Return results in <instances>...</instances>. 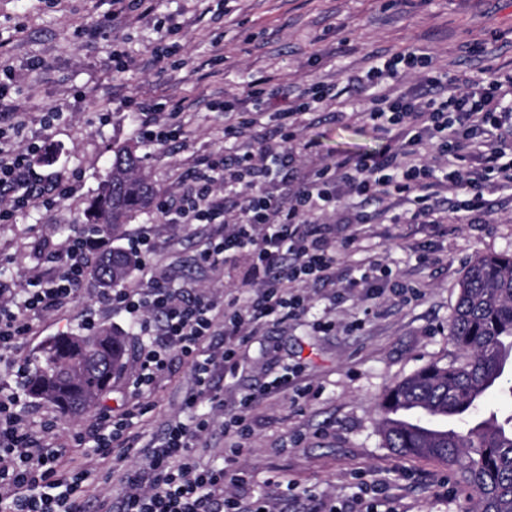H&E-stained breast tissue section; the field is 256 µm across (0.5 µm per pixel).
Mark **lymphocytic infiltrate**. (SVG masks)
Wrapping results in <instances>:
<instances>
[{
	"mask_svg": "<svg viewBox=\"0 0 512 512\" xmlns=\"http://www.w3.org/2000/svg\"><path fill=\"white\" fill-rule=\"evenodd\" d=\"M429 63L426 54L408 50L373 60L348 76L345 93L369 95L361 119L393 133L396 143L307 171L299 156L314 143L304 139L299 118L328 99L327 86L313 84L279 107L272 103L276 90L259 77L248 83L244 97L216 102L224 114L225 140L240 139L270 120L279 134L277 147L212 153L179 192L161 198L159 214L163 223L175 226L219 225V237L204 242L200 258L225 265L249 253L252 291L221 304L171 289L156 274L138 295L113 290L112 299L124 305L131 326L162 339L141 352L135 390L149 387L176 354L192 363L196 380L186 406L223 408V395L210 381L213 367L233 366L238 345L260 326L299 318L309 301L304 283L343 282L370 299L409 293V286L377 258L363 264L358 277L346 278L340 255L354 248L371 221L360 202L409 201L412 220L430 224L440 188L456 190L460 198L452 209L472 216L487 213L493 184L512 187V108L503 103L504 88L512 89V72L465 76L462 91L444 95L442 77L429 70ZM414 70L423 73L422 89L395 92ZM245 98L254 101L253 111L241 110ZM126 106L140 116L138 131L147 144H166L181 130L179 112L165 111L158 99L131 98ZM20 109L0 78L1 223L47 205L48 190L67 193L61 174L51 187L42 186L35 167L40 144L22 147L13 141ZM98 246L77 234L68 237L57 250L56 272L43 287L21 291L0 280V351L18 349L32 329V315L78 296L90 271L89 255ZM12 405L0 397V512H275L265 499L247 501L248 482L240 473L200 461L195 444L210 417L173 421L162 437L142 445L132 433L131 414L98 412L90 434H73L77 442L92 439L93 464L86 467L66 463L64 444L20 430ZM95 471L120 474L124 492L119 499L105 495L87 502L85 487Z\"/></svg>",
	"mask_w": 512,
	"mask_h": 512,
	"instance_id": "lymphocytic-infiltrate-1",
	"label": "lymphocytic infiltrate"
}]
</instances>
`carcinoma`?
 Returning <instances> with one entry per match:
<instances>
[{"label": "carcinoma", "mask_w": 512, "mask_h": 512, "mask_svg": "<svg viewBox=\"0 0 512 512\" xmlns=\"http://www.w3.org/2000/svg\"><path fill=\"white\" fill-rule=\"evenodd\" d=\"M139 151L131 142L112 148V165L85 213L88 234L115 238L136 214L157 208V190L139 174ZM137 265L132 251H104L96 263L99 285L121 287ZM448 340L455 360L427 364L382 393L385 446L453 469L476 512H512V414L481 411L489 390L512 394L504 387L512 367V253L480 255L466 265ZM126 357L125 336L111 329L56 336L33 356L25 387L73 418L112 387Z\"/></svg>", "instance_id": "1"}]
</instances>
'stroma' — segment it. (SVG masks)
<instances>
[{
	"label": "stroma",
	"mask_w": 512,
	"mask_h": 512,
	"mask_svg": "<svg viewBox=\"0 0 512 512\" xmlns=\"http://www.w3.org/2000/svg\"><path fill=\"white\" fill-rule=\"evenodd\" d=\"M102 10L101 0H0V64L16 71L30 116L16 142L39 138L47 157L41 171L68 173L72 185L69 197L51 208L0 223V278L22 288L31 272L52 275L46 244L64 240L80 224L113 146L139 140L125 98L151 96L183 110L179 136L162 147L142 148L143 169L165 195L224 148V115L210 104L241 94L251 78L266 76L292 94L314 82L337 91L369 55L409 49L423 50L434 70L451 78L490 67L512 70V0H396L388 7L382 0H159L145 18L122 16L107 38L92 24ZM116 41L128 52L120 72L112 69ZM60 104L66 107L62 118L42 129L38 115ZM340 105L335 99L304 115L303 136L316 144L309 164L386 146V138L368 124L337 119ZM489 200L484 219L461 220L446 206L433 224L404 219L371 225L358 250L344 257V267L380 255L393 275L415 288V296L385 295L376 315L368 316L361 295L308 285L305 317L265 324L240 345L234 373L214 370L224 408L197 443L201 459L222 462L233 442L224 433V418L237 412L245 394L266 387L269 395L251 412L240 465L254 495L272 500L278 512H303L304 500L288 495L292 485L345 502L376 486L387 512H460L472 505L447 466L402 458L385 447L376 404L395 381L455 359L448 321L466 263L483 253L512 251V190ZM216 231L212 224L177 230L152 212L126 224L116 244L148 237L154 246L149 262L170 287L217 296L245 291L246 258L228 270L198 258ZM87 314L96 328L113 329L128 343L125 368L96 409L120 413L141 402L146 411L134 428L148 441L169 420L185 418L184 398L195 385L186 362L176 359L150 391L136 394V361L152 339L131 333L126 310L88 276L75 302L36 314L19 354L0 357V393H19L22 428L39 435L54 423L56 438L76 457L84 450L72 445L71 435L88 418H62L51 403L25 392L17 371L49 338L82 332ZM318 319L335 321V329L315 332ZM297 362L304 364L303 382L313 390L299 400L279 385Z\"/></svg>",
	"instance_id": "obj_1"
}]
</instances>
